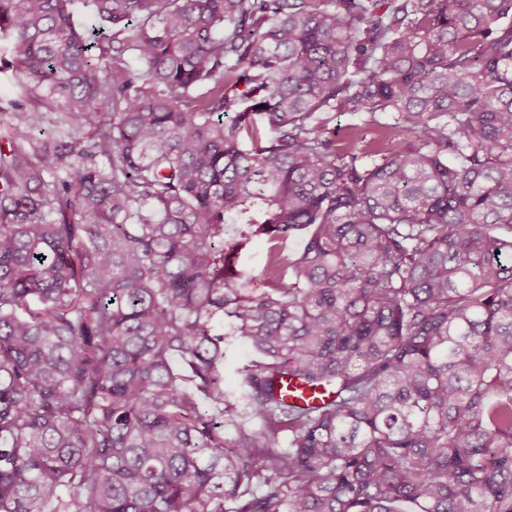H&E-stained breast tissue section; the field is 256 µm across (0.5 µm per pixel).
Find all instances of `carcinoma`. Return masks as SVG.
Wrapping results in <instances>:
<instances>
[{
  "mask_svg": "<svg viewBox=\"0 0 512 512\" xmlns=\"http://www.w3.org/2000/svg\"><path fill=\"white\" fill-rule=\"evenodd\" d=\"M73 2L0 0L13 126L109 109L0 154V512H512V0ZM76 25L82 29H91L102 25L98 19L93 5L87 0H75L72 5ZM267 242L264 237H254L250 243L242 250V259L256 269L257 277L253 282V287L259 291L262 286L261 269L264 265ZM252 356L250 348L240 340L229 339L224 360V387L233 394V402L240 392L241 375L239 370Z\"/></svg>",
  "mask_w": 512,
  "mask_h": 512,
  "instance_id": "obj_1",
  "label": "carcinoma"
}]
</instances>
